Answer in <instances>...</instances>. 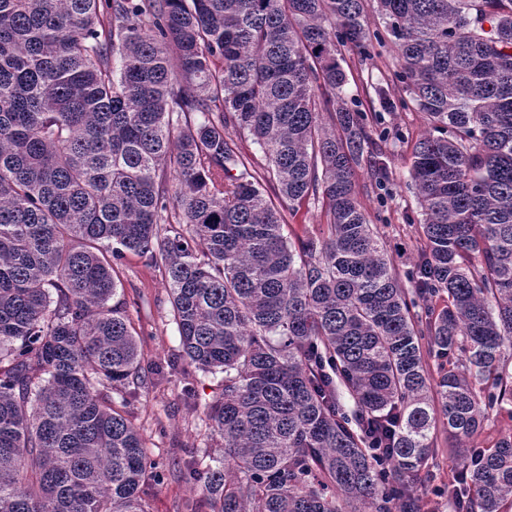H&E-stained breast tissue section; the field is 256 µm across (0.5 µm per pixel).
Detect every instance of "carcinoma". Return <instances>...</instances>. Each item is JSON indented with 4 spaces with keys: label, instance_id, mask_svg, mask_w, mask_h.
I'll list each match as a JSON object with an SVG mask.
<instances>
[{
    "label": "carcinoma",
    "instance_id": "1",
    "mask_svg": "<svg viewBox=\"0 0 512 512\" xmlns=\"http://www.w3.org/2000/svg\"><path fill=\"white\" fill-rule=\"evenodd\" d=\"M377 10L433 126L411 294L354 189L388 163L336 100L363 0H0V512H148L128 253L161 266L180 358L223 374L222 456L187 466L213 512H421L436 427L470 439L512 404V0ZM311 198L327 236L293 240L281 202ZM459 458L453 512H502L512 434ZM224 138L231 144L235 143L239 145V147H243V151L247 153L248 162L250 164L249 168L251 170L256 171L258 174L264 173V169L267 167V161L264 154L255 145L250 144L249 141H244L243 137L241 140L239 133L231 126L224 130Z\"/></svg>",
    "mask_w": 512,
    "mask_h": 512
}]
</instances>
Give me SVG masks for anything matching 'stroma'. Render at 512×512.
I'll use <instances>...</instances> for the list:
<instances>
[{"label":"stroma","mask_w":512,"mask_h":512,"mask_svg":"<svg viewBox=\"0 0 512 512\" xmlns=\"http://www.w3.org/2000/svg\"><path fill=\"white\" fill-rule=\"evenodd\" d=\"M371 34V55L342 48L339 58L347 75L342 98L365 114L368 150L383 154L390 180L376 187L368 165L357 169L355 191L366 220L379 232L405 288H413L412 273L420 246V208L409 178L414 143L432 126L426 113L402 105L405 93L395 78L396 48L375 0H364ZM288 236L322 235L329 216L322 202L312 201L285 214ZM117 297L123 302L136 333L143 359L144 383L131 408L148 456L159 465L158 478L143 487L149 512H212V506L186 463L196 460L206 469L218 455L220 440L212 436L203 411L218 393V376L196 373L185 381L186 364L179 358V335L171 314V297L158 267L129 254L116 267Z\"/></svg>","instance_id":"35a3bbf8"}]
</instances>
